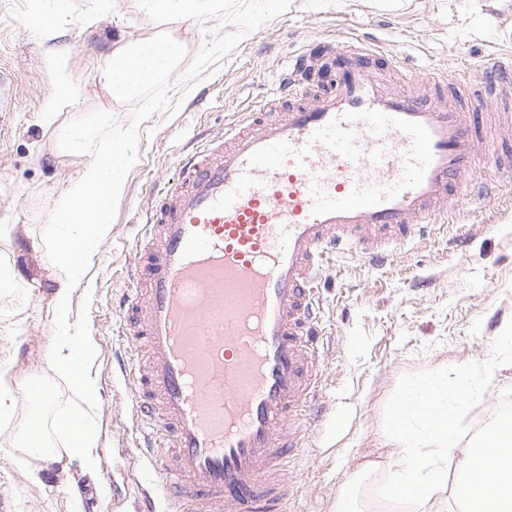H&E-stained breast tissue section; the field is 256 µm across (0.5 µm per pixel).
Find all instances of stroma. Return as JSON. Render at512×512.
Segmentation results:
<instances>
[{"mask_svg": "<svg viewBox=\"0 0 512 512\" xmlns=\"http://www.w3.org/2000/svg\"><path fill=\"white\" fill-rule=\"evenodd\" d=\"M53 0H0V272L25 262L0 293V361L18 379L49 376L53 341L49 266L43 231L58 198L88 161L58 140L83 113L102 110L129 122L135 103L111 98L96 69L112 50L166 33L184 45L169 107L141 125L138 160L126 175L111 230L89 265L87 284L73 294L72 314H87L96 348L99 466L83 472L77 460L59 461L30 475L13 444L16 430L0 426V504L5 512H137L153 475L137 458L139 431L132 392L114 355L127 341L112 299L123 286L155 183L173 176L180 152L199 134L215 132L235 113L279 85L290 59L312 44L359 37L400 54L420 76L432 67L466 66L477 78L491 61L512 59V0H221L203 19L167 20L138 11L135 0H73L52 39L42 38L33 7ZM70 61L75 106L52 126L40 120L51 89L44 61ZM476 173L506 188L480 211L454 207L443 230L391 248L379 265L339 254L321 281L326 354L319 395L311 409L308 448L288 472L298 492L288 512H336L353 492L359 512H377L373 490L391 449L383 440L384 408L399 379L441 364L492 355L502 326L512 321V174L478 162Z\"/></svg>", "mask_w": 512, "mask_h": 512, "instance_id": "1", "label": "stroma"}]
</instances>
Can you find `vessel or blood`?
Segmentation results:
<instances>
[{
    "mask_svg": "<svg viewBox=\"0 0 512 512\" xmlns=\"http://www.w3.org/2000/svg\"><path fill=\"white\" fill-rule=\"evenodd\" d=\"M353 37L288 65L258 110L193 147L157 192L119 300L124 367L165 512H288L323 366L318 281L333 253L391 245L490 203L478 155L512 163V71L472 88L431 70L388 89Z\"/></svg>",
    "mask_w": 512,
    "mask_h": 512,
    "instance_id": "b4317fda",
    "label": "vessel or blood"
}]
</instances>
